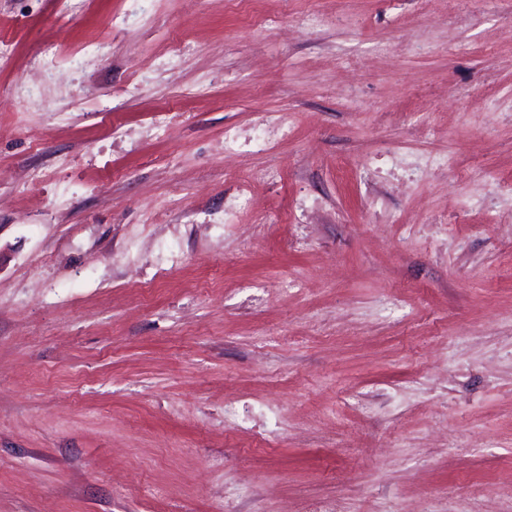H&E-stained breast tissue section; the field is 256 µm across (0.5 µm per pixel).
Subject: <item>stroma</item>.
I'll return each mask as SVG.
<instances>
[{
	"label": "stroma",
	"mask_w": 512,
	"mask_h": 512,
	"mask_svg": "<svg viewBox=\"0 0 512 512\" xmlns=\"http://www.w3.org/2000/svg\"><path fill=\"white\" fill-rule=\"evenodd\" d=\"M0 512H512V0H0Z\"/></svg>",
	"instance_id": "stroma-1"
}]
</instances>
